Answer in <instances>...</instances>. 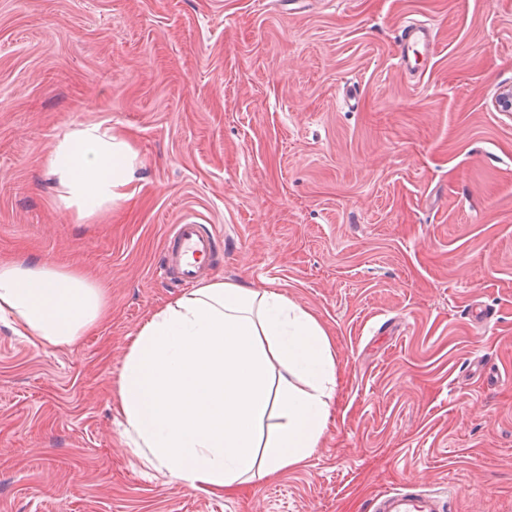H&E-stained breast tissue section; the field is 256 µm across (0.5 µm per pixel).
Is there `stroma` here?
I'll list each match as a JSON object with an SVG mask.
<instances>
[{
	"mask_svg": "<svg viewBox=\"0 0 512 512\" xmlns=\"http://www.w3.org/2000/svg\"><path fill=\"white\" fill-rule=\"evenodd\" d=\"M433 56L397 66L402 26ZM512 0H0V259L79 266L110 317L71 345L0 324V512H512ZM121 132L132 200L78 219L48 162ZM210 279L318 318L340 379L318 448L224 497L142 465L111 409L170 225ZM480 306L493 314L480 325ZM373 512H444L443 501L436 493L392 490L377 496Z\"/></svg>",
	"mask_w": 512,
	"mask_h": 512,
	"instance_id": "obj_1",
	"label": "stroma"
}]
</instances>
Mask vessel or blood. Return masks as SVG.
<instances>
[{"instance_id": "1", "label": "vessel or blood", "mask_w": 512, "mask_h": 512, "mask_svg": "<svg viewBox=\"0 0 512 512\" xmlns=\"http://www.w3.org/2000/svg\"><path fill=\"white\" fill-rule=\"evenodd\" d=\"M433 51L431 29L425 24L406 25L398 45L397 59L409 66L412 57ZM220 236L202 224H175L168 232L159 270L163 278L178 286H190L209 273ZM374 512H444L440 495L423 491L392 490L381 493Z\"/></svg>"}]
</instances>
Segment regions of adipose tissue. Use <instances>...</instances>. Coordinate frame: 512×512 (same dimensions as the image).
Segmentation results:
<instances>
[{"label":"adipose tissue","mask_w":512,"mask_h":512,"mask_svg":"<svg viewBox=\"0 0 512 512\" xmlns=\"http://www.w3.org/2000/svg\"><path fill=\"white\" fill-rule=\"evenodd\" d=\"M137 159L122 135L89 124L57 143L50 172L86 219L130 198ZM106 313L105 284L79 269L0 262V321L30 344H71ZM337 386L317 318L276 290L213 280L147 316L126 348L114 411L144 465L221 496L309 458Z\"/></svg>","instance_id":"obj_1"}]
</instances>
